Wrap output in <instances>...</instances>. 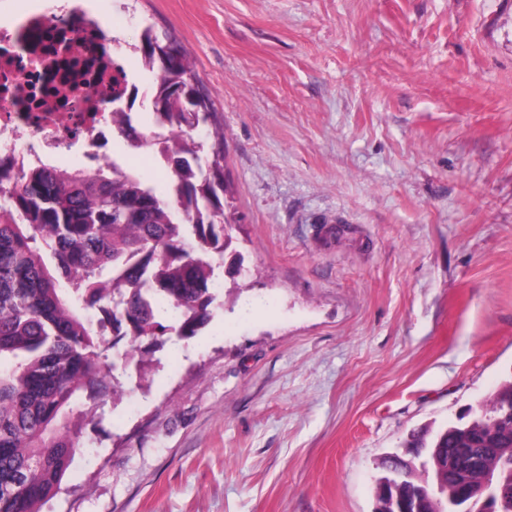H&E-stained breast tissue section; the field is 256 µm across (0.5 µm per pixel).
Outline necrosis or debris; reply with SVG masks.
<instances>
[{
    "label": "necrosis or debris",
    "instance_id": "obj_1",
    "mask_svg": "<svg viewBox=\"0 0 512 512\" xmlns=\"http://www.w3.org/2000/svg\"><path fill=\"white\" fill-rule=\"evenodd\" d=\"M84 0H59L54 13L25 7L14 9L8 25L0 26V76L8 92L0 91V158L24 157L49 162L53 149L65 141L106 135L112 120V78L119 58L112 40ZM79 25L68 72L50 74L43 67L61 36Z\"/></svg>",
    "mask_w": 512,
    "mask_h": 512
}]
</instances>
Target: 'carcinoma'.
Masks as SVG:
<instances>
[{
	"instance_id": "1",
	"label": "carcinoma",
	"mask_w": 512,
	"mask_h": 512,
	"mask_svg": "<svg viewBox=\"0 0 512 512\" xmlns=\"http://www.w3.org/2000/svg\"><path fill=\"white\" fill-rule=\"evenodd\" d=\"M160 89L141 130L112 113L127 145L157 148L166 193L136 173L44 163L0 164V512H41L75 455L90 400L122 394L106 352L112 326L145 359L171 331L189 340L210 319L212 260L224 257V151L204 159L193 132L211 121L209 98L184 49L147 27L138 47ZM101 313L93 327L89 311ZM512 378L473 417L424 425L385 455L375 512H448V497L484 512L487 473L495 512H512Z\"/></svg>"
}]
</instances>
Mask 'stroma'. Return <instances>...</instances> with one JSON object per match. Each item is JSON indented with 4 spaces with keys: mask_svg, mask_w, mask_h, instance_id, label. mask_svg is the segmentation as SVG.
Masks as SVG:
<instances>
[{
    "mask_svg": "<svg viewBox=\"0 0 512 512\" xmlns=\"http://www.w3.org/2000/svg\"><path fill=\"white\" fill-rule=\"evenodd\" d=\"M188 52L237 280L84 425L41 512H373L512 375V0H88Z\"/></svg>",
    "mask_w": 512,
    "mask_h": 512,
    "instance_id": "1",
    "label": "stroma"
}]
</instances>
